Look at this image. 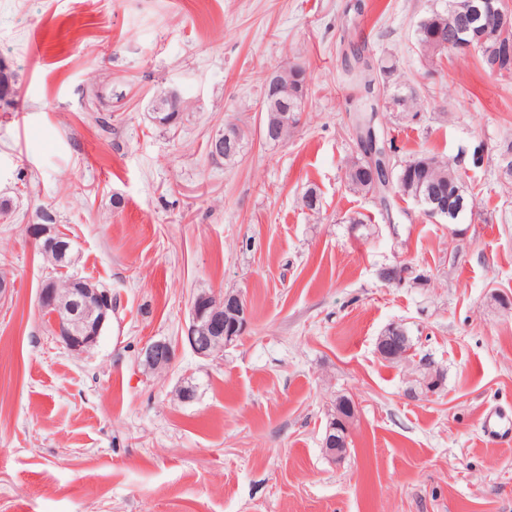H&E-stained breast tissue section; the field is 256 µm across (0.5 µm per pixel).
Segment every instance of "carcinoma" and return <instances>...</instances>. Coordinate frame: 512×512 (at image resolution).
Masks as SVG:
<instances>
[{
  "mask_svg": "<svg viewBox=\"0 0 512 512\" xmlns=\"http://www.w3.org/2000/svg\"><path fill=\"white\" fill-rule=\"evenodd\" d=\"M475 0H437L435 8L420 20L416 28V42L420 52L428 60H442L446 51L440 45L450 40L470 41L478 29L493 41L496 39L489 23L483 24L473 18L472 7ZM396 71L388 60L375 64L363 62L359 84L368 94L383 98L384 107L401 114L403 119H413L421 112L423 100L415 88L395 82L390 78ZM16 73L0 62V99L14 92ZM304 77L302 68L290 69L282 78L279 90H265L262 111L265 116L288 113L286 121L280 124L278 141H285L296 129L305 107ZM182 103L174 102L159 93L153 100L152 119L162 126L170 125L173 115L181 114ZM375 106L360 109L354 126L357 140L371 135L375 130L373 120ZM387 164L392 169L390 183L375 186L368 177V163L360 157L348 169L347 179L353 190L365 195H376L385 202L392 195H410L414 189L422 187L440 193V198L448 200V223L454 224L469 207L467 191L458 170L448 161L435 155L420 154L396 165L393 158Z\"/></svg>",
  "mask_w": 512,
  "mask_h": 512,
  "instance_id": "cac0c4a2",
  "label": "carcinoma"
}]
</instances>
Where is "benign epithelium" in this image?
Wrapping results in <instances>:
<instances>
[{"instance_id": "benign-epithelium-1", "label": "benign epithelium", "mask_w": 512, "mask_h": 512, "mask_svg": "<svg viewBox=\"0 0 512 512\" xmlns=\"http://www.w3.org/2000/svg\"><path fill=\"white\" fill-rule=\"evenodd\" d=\"M478 15L494 18L503 27L512 23V3L509 0H482L476 6ZM241 142V131L232 123L211 138L212 149L229 155L235 153ZM414 201L423 208L426 217L436 220L448 215V208L439 205L428 208L431 199L416 195ZM29 236L62 256L71 253L68 235L56 224H32ZM38 303L42 309H51L55 315V334L72 352L87 353L96 345L99 336L112 314V297L98 288H70L63 292L56 280L50 279L40 289ZM249 322L247 304L239 292L222 296L200 293L190 308L186 339L196 355L216 360L224 355V348L234 343L245 332ZM175 353L170 343L162 340L144 344L138 355L140 364L148 372L162 373L173 363ZM351 419L331 422L326 427L323 441L325 455L336 460L343 456L350 434Z\"/></svg>"}]
</instances>
